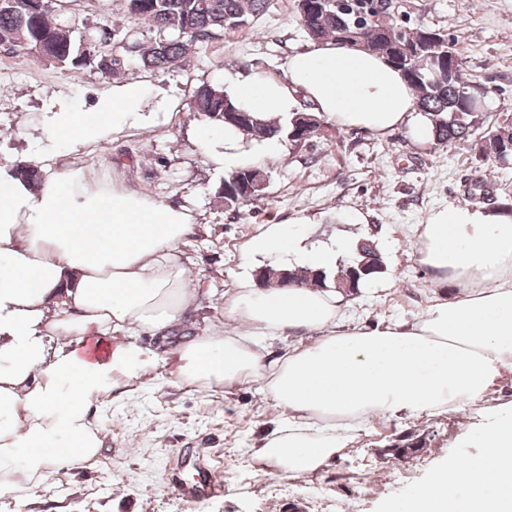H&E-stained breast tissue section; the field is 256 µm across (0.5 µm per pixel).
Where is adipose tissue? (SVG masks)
<instances>
[{
	"label": "adipose tissue",
	"mask_w": 512,
	"mask_h": 512,
	"mask_svg": "<svg viewBox=\"0 0 512 512\" xmlns=\"http://www.w3.org/2000/svg\"><path fill=\"white\" fill-rule=\"evenodd\" d=\"M284 77H222L218 86L258 118H287L302 101L344 126L379 134L414 125L412 88L382 57L332 41L289 57ZM177 101L149 81L113 82L84 112L61 106L49 136L60 147L147 127ZM204 153L232 165L281 151L279 138L242 150L230 127L195 129ZM192 211L99 183L81 170L46 173L38 188L0 166V498H35L58 466H80L101 448L89 402L128 396L156 358L135 340L182 321L195 301L182 245ZM307 226L269 224L252 258H295L330 269L349 240L304 248ZM436 281L463 294L438 299L410 321L365 327L335 288H259L241 282L229 310L235 331L205 332L178 350L176 377L234 386L253 377L286 418L254 455L282 477L310 476L374 417L415 419L465 406L512 376V215L453 207L433 212L418 242ZM308 332L310 343L270 357L261 337ZM110 340L105 357L81 355L89 335ZM479 455L440 463L387 512H512V408L472 437Z\"/></svg>",
	"instance_id": "adipose-tissue-1"
}]
</instances>
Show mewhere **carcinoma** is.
I'll return each mask as SVG.
<instances>
[{
  "instance_id": "1",
  "label": "carcinoma",
  "mask_w": 512,
  "mask_h": 512,
  "mask_svg": "<svg viewBox=\"0 0 512 512\" xmlns=\"http://www.w3.org/2000/svg\"><path fill=\"white\" fill-rule=\"evenodd\" d=\"M127 10L129 18L153 27L159 38L137 44L133 62L139 67L165 71L181 65L189 47L207 43L218 36L249 25L269 8L270 0H136ZM314 0H296V18L311 41L332 40L353 49H363L383 57L401 71L416 93V107L426 117L434 145L443 148L465 143L480 126L470 111L481 106L471 82L464 80L457 53H448V33L423 23L409 26L408 18L379 8L377 0H352L351 8L336 9L332 0L312 8ZM188 27V33L172 36L174 23ZM85 27L75 19L51 13L42 0H12L0 7V44L7 43L17 54H36L63 69L91 68L105 77L129 70L128 62L110 57L89 58L82 49ZM192 111L215 124L233 127L249 138L279 135L297 146L303 130H294L291 121L265 122L254 114L244 123L227 121L226 112H240L223 91L203 84L197 88ZM484 151L504 164L512 160V123H502L481 136ZM385 262L378 242L369 237L359 241L353 257L336 272L293 270L297 285L341 288L352 271L360 274L358 289L375 282L384 273ZM425 440L405 436L391 451L402 457L420 452Z\"/></svg>"
}]
</instances>
